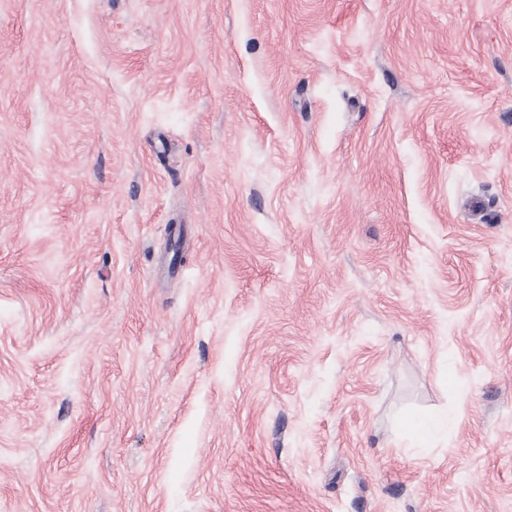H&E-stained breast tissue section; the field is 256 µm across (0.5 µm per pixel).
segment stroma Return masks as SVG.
<instances>
[{"mask_svg": "<svg viewBox=\"0 0 512 512\" xmlns=\"http://www.w3.org/2000/svg\"><path fill=\"white\" fill-rule=\"evenodd\" d=\"M0 512H512V0H0Z\"/></svg>", "mask_w": 512, "mask_h": 512, "instance_id": "1", "label": "stroma"}]
</instances>
